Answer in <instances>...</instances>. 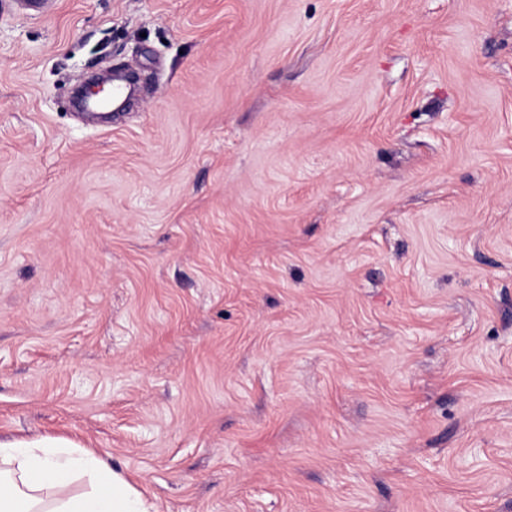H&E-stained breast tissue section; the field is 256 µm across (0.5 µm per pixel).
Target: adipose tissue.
I'll return each instance as SVG.
<instances>
[{
    "label": "adipose tissue",
    "mask_w": 512,
    "mask_h": 512,
    "mask_svg": "<svg viewBox=\"0 0 512 512\" xmlns=\"http://www.w3.org/2000/svg\"><path fill=\"white\" fill-rule=\"evenodd\" d=\"M83 491H74L75 483ZM0 512H149L142 495L98 455L62 439L0 440Z\"/></svg>",
    "instance_id": "obj_1"
}]
</instances>
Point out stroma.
Segmentation results:
<instances>
[{
  "label": "stroma",
  "instance_id": "35a3bbf8",
  "mask_svg": "<svg viewBox=\"0 0 512 512\" xmlns=\"http://www.w3.org/2000/svg\"><path fill=\"white\" fill-rule=\"evenodd\" d=\"M35 435L151 512H512V0H0Z\"/></svg>",
  "mask_w": 512,
  "mask_h": 512
}]
</instances>
